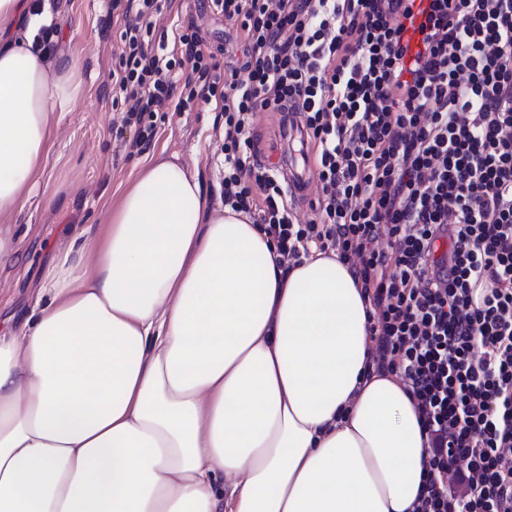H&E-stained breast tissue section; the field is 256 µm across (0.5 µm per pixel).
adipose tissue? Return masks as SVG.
Here are the masks:
<instances>
[{
	"mask_svg": "<svg viewBox=\"0 0 512 512\" xmlns=\"http://www.w3.org/2000/svg\"><path fill=\"white\" fill-rule=\"evenodd\" d=\"M39 26L0 0V216L79 89ZM275 257L198 173L147 161L0 333V512H413L428 438L370 361L360 284L333 255Z\"/></svg>",
	"mask_w": 512,
	"mask_h": 512,
	"instance_id": "obj_1",
	"label": "adipose tissue"
}]
</instances>
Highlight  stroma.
<instances>
[{
	"label": "stroma",
	"instance_id": "stroma-1",
	"mask_svg": "<svg viewBox=\"0 0 512 512\" xmlns=\"http://www.w3.org/2000/svg\"><path fill=\"white\" fill-rule=\"evenodd\" d=\"M149 34L163 56L180 55L179 26L195 24L220 69L242 57L240 35L211 0H162ZM57 56L77 66L80 92L47 143L44 167L26 207L0 218V331L19 332L34 307L43 276L61 244L75 233L97 230L127 182L150 157L178 155L198 171L210 209L222 210L224 115L215 102L196 100L187 109L159 113L150 146L129 155L116 138L122 101L112 96V72L119 63L125 19L112 0H57Z\"/></svg>",
	"mask_w": 512,
	"mask_h": 512
}]
</instances>
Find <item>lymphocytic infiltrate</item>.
Listing matches in <instances>:
<instances>
[{
    "label": "lymphocytic infiltrate",
    "instance_id": "f902f5d3",
    "mask_svg": "<svg viewBox=\"0 0 512 512\" xmlns=\"http://www.w3.org/2000/svg\"><path fill=\"white\" fill-rule=\"evenodd\" d=\"M125 2L124 150L170 104L221 97L225 205L274 239L280 267L331 251L362 285L370 358L428 436L415 512H512V0H213L243 37L223 74L190 25L182 59L162 60L138 35L155 0ZM289 108L318 175L305 223L242 155L255 111Z\"/></svg>",
    "mask_w": 512,
    "mask_h": 512
}]
</instances>
